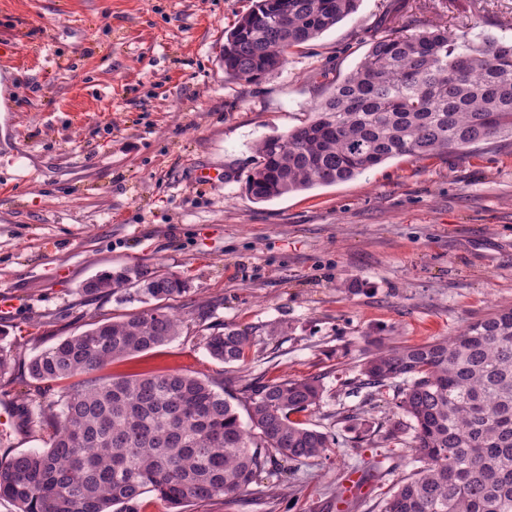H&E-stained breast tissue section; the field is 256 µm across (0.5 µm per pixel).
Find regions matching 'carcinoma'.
<instances>
[{
	"label": "carcinoma",
	"mask_w": 512,
	"mask_h": 512,
	"mask_svg": "<svg viewBox=\"0 0 512 512\" xmlns=\"http://www.w3.org/2000/svg\"><path fill=\"white\" fill-rule=\"evenodd\" d=\"M359 0H257L224 40V75L256 82L355 13ZM512 137V41L427 22L373 39L357 67L329 82L313 116L254 145L245 189L269 202L349 181L395 158L467 154ZM82 291L146 308L103 319L33 355L38 383L69 380L37 403L53 426L49 447L0 459V499L15 512H141L154 494L174 512L195 501H241L273 464L322 457L334 436L292 419L319 404L321 379L224 384L184 372L101 377L112 361L161 346L181 321L162 302L189 291L181 277L141 266L101 273ZM155 300L157 304L149 305ZM209 355L245 358L253 336L210 326ZM361 386L398 388L386 436L405 444L413 469L381 512H512V307L420 345L379 342L360 364Z\"/></svg>",
	"instance_id": "cac0c4a2"
}]
</instances>
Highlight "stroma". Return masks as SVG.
<instances>
[{"label":"stroma","mask_w":512,"mask_h":512,"mask_svg":"<svg viewBox=\"0 0 512 512\" xmlns=\"http://www.w3.org/2000/svg\"><path fill=\"white\" fill-rule=\"evenodd\" d=\"M255 0H0V457L49 445L28 417L41 349L138 311L87 300L82 284L139 265L186 278L170 301L179 336L113 362V376L183 370L227 380L320 378L300 421L337 436L329 457L286 464L267 494L184 512H379L408 471L385 440L397 391L369 393L360 363L376 342L421 344L512 307V139L467 155L389 160L364 174L254 202V144L300 125L325 87L390 28L388 0L292 48L252 84L224 77V33ZM408 13L512 40V0H409ZM228 178L200 182L201 169ZM211 322L252 333L243 367L210 357ZM359 413L370 430L352 427Z\"/></svg>","instance_id":"1"}]
</instances>
